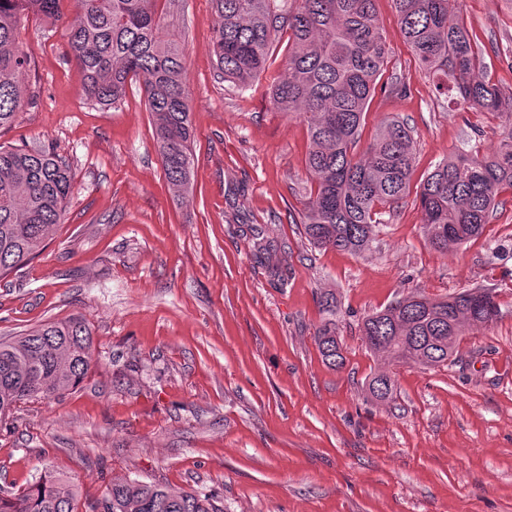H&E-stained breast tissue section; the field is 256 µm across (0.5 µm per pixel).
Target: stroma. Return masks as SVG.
Returning <instances> with one entry per match:
<instances>
[{
  "label": "stroma",
  "mask_w": 512,
  "mask_h": 512,
  "mask_svg": "<svg viewBox=\"0 0 512 512\" xmlns=\"http://www.w3.org/2000/svg\"><path fill=\"white\" fill-rule=\"evenodd\" d=\"M488 80L512 88V0H459ZM64 20L21 31L36 69L33 103L0 144L49 145L74 187L63 224L21 273L0 278V339L82 315L94 335L74 390L0 419V487L20 492L64 473L83 501L115 478L212 496L223 512H512V191L461 246L431 248L417 191L442 159L492 152L512 120L442 108L400 33L392 0H376L408 92L376 94L369 143L387 117L414 130L410 192L365 255L317 249L299 224L312 180L309 138L264 86L216 76L209 0H159L185 50L193 101L195 183L178 201L166 182L139 81L114 106L83 92ZM274 245L269 263L254 242ZM488 288L500 315L469 326L454 364L393 367L391 401L365 399L377 363L361 319L414 292L439 298ZM333 290L345 365L327 368L313 336Z\"/></svg>",
  "instance_id": "stroma-1"
}]
</instances>
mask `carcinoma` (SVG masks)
<instances>
[{"label":"carcinoma","mask_w":512,"mask_h":512,"mask_svg":"<svg viewBox=\"0 0 512 512\" xmlns=\"http://www.w3.org/2000/svg\"><path fill=\"white\" fill-rule=\"evenodd\" d=\"M61 0H0V129L10 127L28 95L33 59L20 31L31 16L55 24ZM69 54L84 76V92L95 103L114 105L128 81H141L165 178L177 199L192 194L195 160L192 103L184 51L166 38L157 0H74ZM218 18L212 54L217 76L242 90L268 69L273 43L288 34L284 75L268 86L278 112L307 125L306 166L314 181L301 224L320 249L357 255L369 252L381 216L407 196L415 138L397 117L385 119L363 154L356 152L368 101L378 91L403 92L393 73L380 81L389 44L374 10L375 0H211ZM400 31L435 90L461 110L507 113L505 93L483 75V56L457 18L459 0H393ZM73 174L51 149L0 145V277L22 270L53 238L72 192ZM512 189V127L495 152L479 149L443 160L420 187L426 241L435 249L481 236L499 205L501 189ZM330 318L314 339L322 362L343 367L336 293L320 295ZM499 316L493 293L472 288L443 299L407 295L369 314L361 340L383 364L434 370L452 363L468 325ZM93 333L80 316L47 322L0 340V416L17 405L59 396L85 377ZM393 376L379 370L365 384L366 400L392 398ZM80 491L61 475L48 474L25 490L0 489V512H79ZM89 512H222L211 497L159 482L114 481L108 496Z\"/></svg>","instance_id":"1"}]
</instances>
